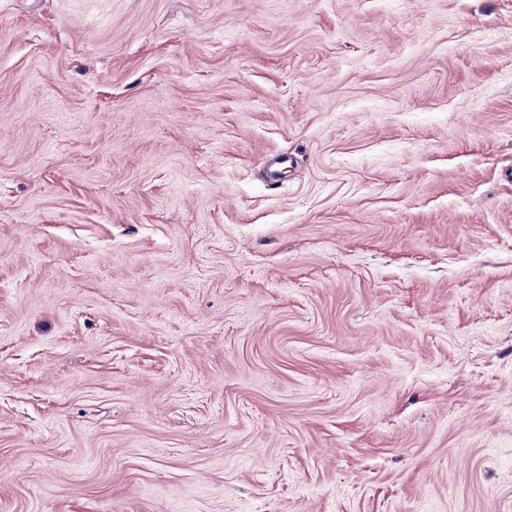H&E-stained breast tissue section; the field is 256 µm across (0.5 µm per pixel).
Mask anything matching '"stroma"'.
Wrapping results in <instances>:
<instances>
[{
    "label": "stroma",
    "instance_id": "stroma-1",
    "mask_svg": "<svg viewBox=\"0 0 512 512\" xmlns=\"http://www.w3.org/2000/svg\"><path fill=\"white\" fill-rule=\"evenodd\" d=\"M0 512H512V0H0Z\"/></svg>",
    "mask_w": 512,
    "mask_h": 512
}]
</instances>
